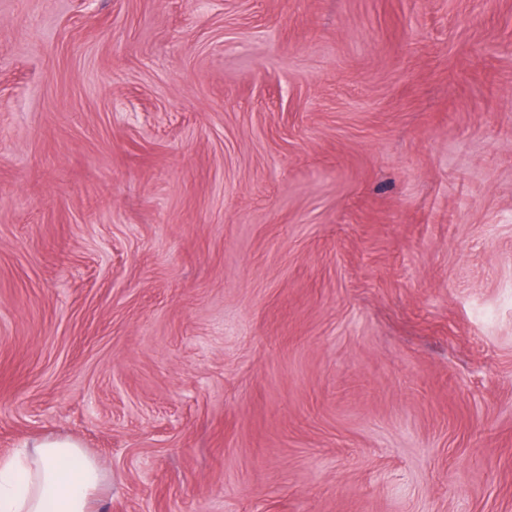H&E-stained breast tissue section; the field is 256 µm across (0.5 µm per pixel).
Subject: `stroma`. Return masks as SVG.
Instances as JSON below:
<instances>
[{"label":"stroma","mask_w":512,"mask_h":512,"mask_svg":"<svg viewBox=\"0 0 512 512\" xmlns=\"http://www.w3.org/2000/svg\"><path fill=\"white\" fill-rule=\"evenodd\" d=\"M94 512H512V0H0V459ZM0 462L1 512H93L99 465L71 438L25 441Z\"/></svg>","instance_id":"35a3bbf8"}]
</instances>
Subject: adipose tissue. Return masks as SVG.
<instances>
[{
    "label": "adipose tissue",
    "mask_w": 512,
    "mask_h": 512,
    "mask_svg": "<svg viewBox=\"0 0 512 512\" xmlns=\"http://www.w3.org/2000/svg\"><path fill=\"white\" fill-rule=\"evenodd\" d=\"M101 482L74 439L26 441L0 461V512H92Z\"/></svg>",
    "instance_id": "ef3b65f1"
}]
</instances>
